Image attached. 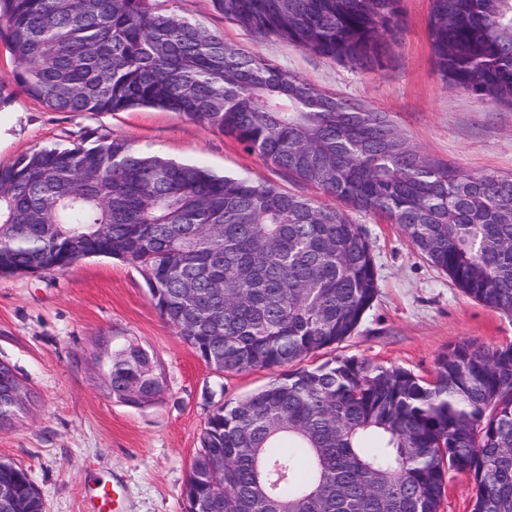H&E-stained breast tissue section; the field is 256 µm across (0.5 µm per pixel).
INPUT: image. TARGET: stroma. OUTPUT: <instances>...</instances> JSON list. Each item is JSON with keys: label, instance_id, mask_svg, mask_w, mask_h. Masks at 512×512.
Instances as JSON below:
<instances>
[{"label": "stroma", "instance_id": "35a3bbf8", "mask_svg": "<svg viewBox=\"0 0 512 512\" xmlns=\"http://www.w3.org/2000/svg\"><path fill=\"white\" fill-rule=\"evenodd\" d=\"M228 43L306 78L316 87L387 113L425 153L473 170L512 174V106L446 88L428 38L430 0H401L396 38H384L382 68L361 70L279 40L256 41L224 20L211 0H167ZM0 107V163L38 147L112 134L142 152L260 179L316 202L324 194L288 178L232 139L174 112H53L19 89ZM373 250L378 295L351 338L313 357L340 355L403 367L432 378L439 355L466 341L512 343V316L462 294L413 252L397 225L355 213ZM132 340L152 353L165 381L161 399L138 408L108 394L96 357ZM0 361L31 394L29 409L0 429V461L28 472L46 512H86V490L110 482L120 512H186L191 461L207 419L273 374H228L200 359L154 307L125 262L89 257L46 277L0 276Z\"/></svg>", "mask_w": 512, "mask_h": 512}]
</instances>
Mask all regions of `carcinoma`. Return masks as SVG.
<instances>
[{
    "label": "carcinoma",
    "mask_w": 512,
    "mask_h": 512,
    "mask_svg": "<svg viewBox=\"0 0 512 512\" xmlns=\"http://www.w3.org/2000/svg\"><path fill=\"white\" fill-rule=\"evenodd\" d=\"M224 19L353 67L382 63L400 0H212ZM444 83L512 104V0H430ZM11 81L53 112L182 114L331 199L219 177L101 134L0 163V275L119 259L158 313L215 369H263V388L217 406L193 457L188 512H439L448 472L472 512H512V345L463 342L432 379L336 356L377 294L351 211L396 224L466 297L512 315V175L434 159L390 117L224 42L158 0H0ZM194 302L187 303V297ZM109 393L164 390L140 345L112 348ZM27 402L0 404V428ZM224 461V474L213 469ZM0 512H45L27 471L0 461Z\"/></svg>",
    "instance_id": "1"
}]
</instances>
